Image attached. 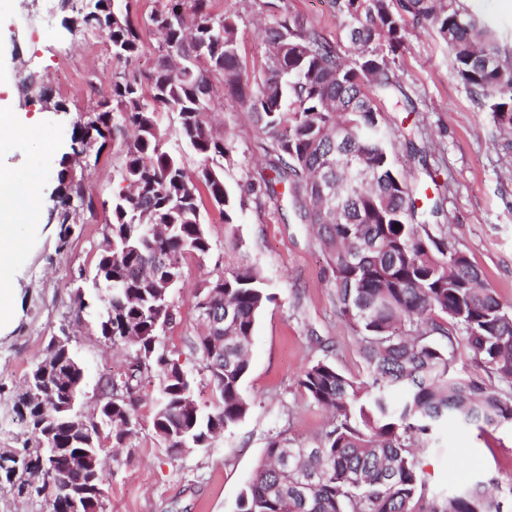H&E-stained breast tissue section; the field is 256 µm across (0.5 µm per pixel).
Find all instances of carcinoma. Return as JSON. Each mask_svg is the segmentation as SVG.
<instances>
[{
	"label": "carcinoma",
	"instance_id": "1",
	"mask_svg": "<svg viewBox=\"0 0 512 512\" xmlns=\"http://www.w3.org/2000/svg\"><path fill=\"white\" fill-rule=\"evenodd\" d=\"M214 0H154L150 23L162 34L152 70L114 73L95 112L73 123L69 162L119 146V190L103 225L108 246L98 255L94 293L77 290L76 317L94 313L100 336L131 349L121 377L101 383L93 411L78 408L84 370L72 348L57 347L49 366L39 361L27 378L43 405L16 395L14 408L27 440L0 455V484L40 512H70V497L83 493L82 512H105L103 477L85 473L84 451L72 421L121 445L136 432L143 401L141 381L160 378L153 429L166 444L179 436L184 448H207L249 411L240 388L258 315L273 296L245 258L224 275L205 281L199 295L217 290L212 306L224 314L220 361L212 359L210 331L191 340L216 402L202 408L193 377L159 351L177 306L161 299L150 281L184 276L187 254L203 259L210 242L201 220L209 200L231 224L244 199L234 201L225 182L209 177L214 161L230 158L231 135L215 136L207 116L217 85L235 91L267 141L272 169L301 223L329 255L340 314L364 345L367 378L357 381L327 357L310 363L298 385L329 410L331 424L311 447L279 432L237 503V512H507L512 483L483 482L463 496L428 497L419 467L433 427L443 421L479 429L512 426V306L498 297L465 252L449 249L436 221L443 200L422 205L419 187L392 161L390 135L378 103L392 111L409 94L394 68L407 27L431 28L447 44L457 76L478 105L512 131V55L494 31L461 0H331L350 53L297 14L272 2L264 29L265 65L249 75L238 61L237 15L215 13ZM138 0H61L69 23L107 35L117 61L138 52L141 33L130 17ZM208 43L210 64L180 73L168 61L174 48L188 57ZM180 117V143L198 157L188 175L178 151L162 144L157 113ZM52 216L60 225L57 249L68 244L72 224L95 199L65 166L58 173ZM473 354L485 376L457 370L461 351Z\"/></svg>",
	"mask_w": 512,
	"mask_h": 512
}]
</instances>
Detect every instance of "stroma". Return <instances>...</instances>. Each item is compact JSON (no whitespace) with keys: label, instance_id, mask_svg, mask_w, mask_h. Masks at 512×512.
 I'll return each mask as SVG.
<instances>
[{"label":"stroma","instance_id":"35a3bbf8","mask_svg":"<svg viewBox=\"0 0 512 512\" xmlns=\"http://www.w3.org/2000/svg\"><path fill=\"white\" fill-rule=\"evenodd\" d=\"M301 15L328 39L340 36L339 20L329 0H277ZM264 0H214L216 13L238 17L239 59L246 72L262 68L266 45L261 30L272 21ZM51 9L53 28L44 33L39 18ZM58 0H0V99L16 115L38 117L36 128L23 127L0 137V170H8L19 197L39 179L40 205L30 220L17 224L19 257L14 263L13 292L0 301L11 314L12 328L0 336V448L20 447L24 428L13 411L11 393L24 384L34 363L47 353L51 337L62 334L84 368L79 398L92 411L102 376L121 372L129 357L124 348L106 345L94 318L75 320L76 288L91 292V282L76 283L78 269L92 271L102 243V228L111 213L102 202L112 199L115 168L121 158L107 146L98 161L81 171L84 184L100 207L82 213L65 250L57 248L58 226L50 218L57 173L69 151L72 123L78 114L97 109L107 80L119 63L103 37L71 32ZM396 68L411 88L413 109L384 112L394 134L393 157L409 181L446 189L444 203L448 245L465 251L484 273L503 302L512 304V132L504 130L491 112L474 101L457 77L448 47L433 31H410ZM42 80L67 112L44 108L26 97L20 81L29 75ZM210 124L214 134L233 133L235 150L224 161V181L233 197H244L234 223H225L218 207L205 204L202 215L211 243L206 259L184 260V278L174 290L179 316L166 332L164 347L194 377L193 396L201 406L212 402L199 354L189 340L203 331L195 310V293L204 280L217 277L246 253L265 279L272 302L260 313L250 345V366L241 391L250 404L246 417L223 433L209 448L169 455L154 433L152 421L160 381L143 383L140 426L120 449L119 458L105 466L106 512H235L236 502L264 454L268 437L282 431L310 444L329 421L300 390L303 368L330 356L344 373L365 379L363 345L348 320L336 308L329 258L298 223L286 194L253 199L248 184L271 177V157L254 130L241 102L215 96ZM424 126L419 149L435 153L430 170H423L402 138L405 127ZM241 239V252L232 249ZM437 447L426 452L423 470L429 491L438 497L483 481L512 482V429L479 430L444 423L432 436Z\"/></svg>","mask_w":512,"mask_h":512}]
</instances>
